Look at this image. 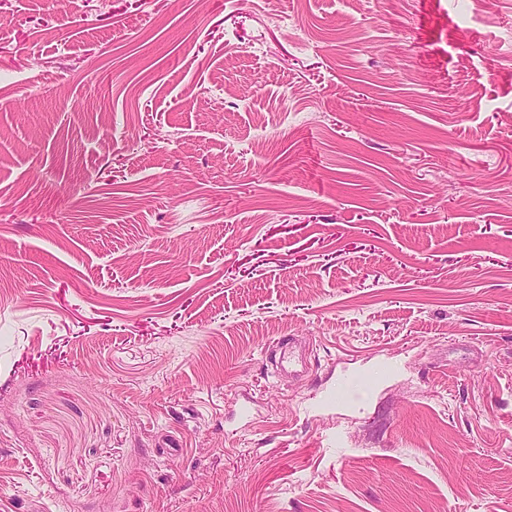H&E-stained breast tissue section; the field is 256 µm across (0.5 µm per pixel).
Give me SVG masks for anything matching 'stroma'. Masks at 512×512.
I'll use <instances>...</instances> for the list:
<instances>
[{
	"mask_svg": "<svg viewBox=\"0 0 512 512\" xmlns=\"http://www.w3.org/2000/svg\"><path fill=\"white\" fill-rule=\"evenodd\" d=\"M0 20V512H512V0ZM356 386H370L369 374L361 371L345 374L337 383L336 390L328 397V403L334 406L351 405L353 403L352 390Z\"/></svg>",
	"mask_w": 512,
	"mask_h": 512,
	"instance_id": "obj_1",
	"label": "stroma"
}]
</instances>
